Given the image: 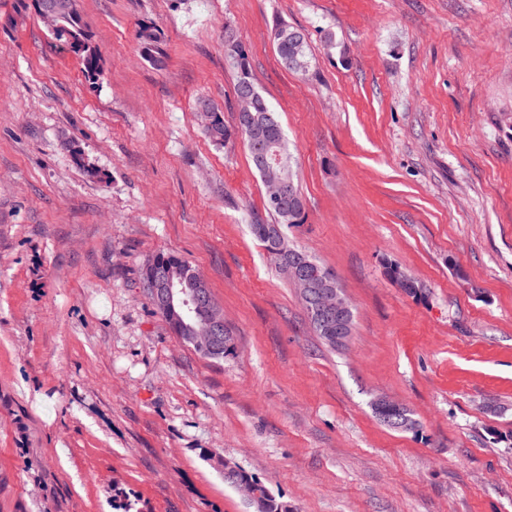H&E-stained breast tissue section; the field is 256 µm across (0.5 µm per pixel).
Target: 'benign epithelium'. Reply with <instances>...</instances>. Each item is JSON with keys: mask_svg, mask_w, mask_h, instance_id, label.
Segmentation results:
<instances>
[{"mask_svg": "<svg viewBox=\"0 0 512 512\" xmlns=\"http://www.w3.org/2000/svg\"><path fill=\"white\" fill-rule=\"evenodd\" d=\"M239 121L257 141L268 142L275 137L274 130L257 124L253 113L248 110L239 111ZM267 194L275 206L287 200L298 201L295 183L291 180L267 185ZM264 233L276 244L272 255L277 258L281 273L311 312L316 333L333 346L346 343L352 334L353 314L337 278L320 274L315 263L305 255L280 246L282 232L279 225H266ZM144 287L148 288L151 301L159 311L173 315L178 323L179 337L195 350L219 354L224 347L232 346L233 336L224 331L223 309L213 301L202 275L184 268L172 269L153 264ZM373 408L382 419L402 422L405 406L386 396L376 397ZM237 473L236 467L224 470V482L235 488L249 505H255L259 493L254 483L241 480Z\"/></svg>", "mask_w": 512, "mask_h": 512, "instance_id": "7a95c632", "label": "benign epithelium"}]
</instances>
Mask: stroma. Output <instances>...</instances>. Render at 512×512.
<instances>
[{"mask_svg":"<svg viewBox=\"0 0 512 512\" xmlns=\"http://www.w3.org/2000/svg\"><path fill=\"white\" fill-rule=\"evenodd\" d=\"M77 7L93 81L34 0H0V512H254L228 461L295 512H512V0ZM228 23L293 156L288 237L352 305L345 347L250 234L265 187L241 139L214 145L194 110L236 122ZM161 252L201 272L233 355L155 310L141 269ZM378 394L419 429L384 425ZM294 32H297L299 34V37L302 39L300 46L297 43H295L290 36ZM271 35L277 54L281 61L283 62V64L290 70L301 72L295 70L293 67L290 66V64L296 68H303L305 66V64L297 58V55L295 53L298 54L299 58L306 61L307 64L309 63L307 58V42L304 33L300 29L289 26L287 23L276 22L271 30ZM293 54L295 55L291 58L289 64L288 56ZM138 39L142 45L144 56L159 70L167 64V54L160 47V34L155 26L142 24L138 31ZM240 470V472H239ZM237 467L234 468H228L224 469V482L230 485L231 487L235 488L249 503V505L254 506L255 502L258 500L259 493L255 489L254 483H261L259 482L255 476L248 474L244 470H241ZM239 472V473H238ZM238 475L242 479L251 480V481H243L241 480ZM254 483H253V482Z\"/></svg>","mask_w":512,"mask_h":512,"instance_id":"1","label":"stroma"}]
</instances>
